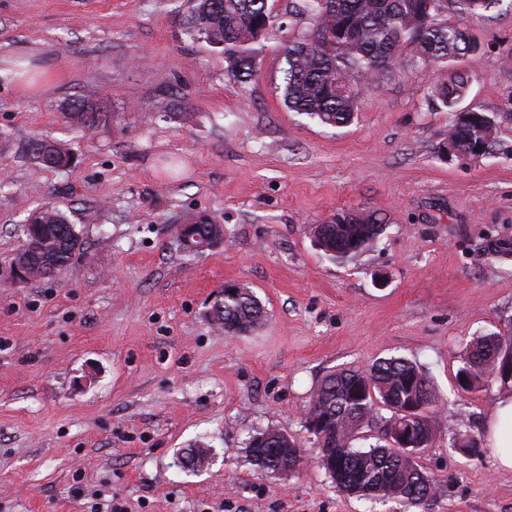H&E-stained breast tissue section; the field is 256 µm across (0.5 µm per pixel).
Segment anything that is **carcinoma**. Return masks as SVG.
I'll use <instances>...</instances> for the list:
<instances>
[{
	"mask_svg": "<svg viewBox=\"0 0 512 512\" xmlns=\"http://www.w3.org/2000/svg\"><path fill=\"white\" fill-rule=\"evenodd\" d=\"M502 0H302L298 12L309 20L300 36L283 43L284 102L293 112L329 126L352 122L363 90L381 86L403 50L414 48L413 61L424 67L448 69V82L432 89L431 97L452 114L448 148L461 160L495 142L496 124L487 111L459 108L469 91L468 75L456 62L477 53L478 42L460 27L439 23L448 8L461 17L480 16ZM286 31L282 16L269 0H181L180 33L221 57L229 80L243 84L260 68L267 41ZM104 105L84 97L66 104L64 116L76 125L92 126ZM23 154L46 168L71 165L73 156L58 142L28 138ZM21 229L20 253L29 254V278L65 269L82 242L67 215L56 205H44ZM383 231L376 212L368 211L352 224H314L312 236L322 240L327 259L346 262L369 249ZM224 326L252 330L265 310L247 291L223 296L213 311ZM512 337L486 334L473 338L464 352V367L456 376L462 390L479 379L512 381L508 370ZM439 402L433 378L403 357L377 359L365 368H347L325 375L314 389L305 414V428L319 446L321 466L336 486L360 498H387L407 508H420L436 493L437 480L414 457L431 447L440 433L434 417ZM389 411L384 416L381 410ZM381 420V442L357 448L361 430ZM408 433L407 446L388 440L392 431ZM246 449L253 465L277 476L294 472L304 459L296 440L278 429L249 435Z\"/></svg>",
	"mask_w": 512,
	"mask_h": 512,
	"instance_id": "1",
	"label": "carcinoma"
}]
</instances>
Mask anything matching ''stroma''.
<instances>
[{
    "mask_svg": "<svg viewBox=\"0 0 512 512\" xmlns=\"http://www.w3.org/2000/svg\"><path fill=\"white\" fill-rule=\"evenodd\" d=\"M179 5L0 0V69L33 75L0 78V512H402L336 487L303 426L323 375L391 356L440 396L423 512H512L485 425L503 384L456 383L473 337L512 336V0L438 17L481 44L458 63L462 105L494 116L497 143L468 161L439 153L450 114L427 93L447 69L404 50L353 122L327 127L285 106L277 41L235 86L177 37ZM76 96L106 102L99 125L65 120ZM34 135L72 167L24 159ZM49 202L83 249L54 277L15 282L19 226ZM365 209L384 220L376 244L322 257L311 225ZM189 215L223 225V241L185 253ZM228 283L266 310L251 333L212 319ZM267 427L303 444L298 473L252 465L245 441ZM197 443L205 466L182 465Z\"/></svg>",
    "mask_w": 512,
    "mask_h": 512,
    "instance_id": "35a3bbf8",
    "label": "stroma"
}]
</instances>
